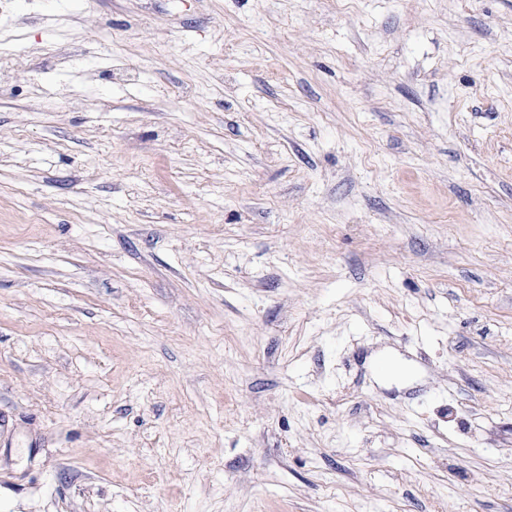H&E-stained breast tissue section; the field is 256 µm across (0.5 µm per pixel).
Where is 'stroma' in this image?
Wrapping results in <instances>:
<instances>
[{"label": "stroma", "instance_id": "obj_1", "mask_svg": "<svg viewBox=\"0 0 512 512\" xmlns=\"http://www.w3.org/2000/svg\"><path fill=\"white\" fill-rule=\"evenodd\" d=\"M1 57L0 512H512V0H11Z\"/></svg>", "mask_w": 512, "mask_h": 512}]
</instances>
